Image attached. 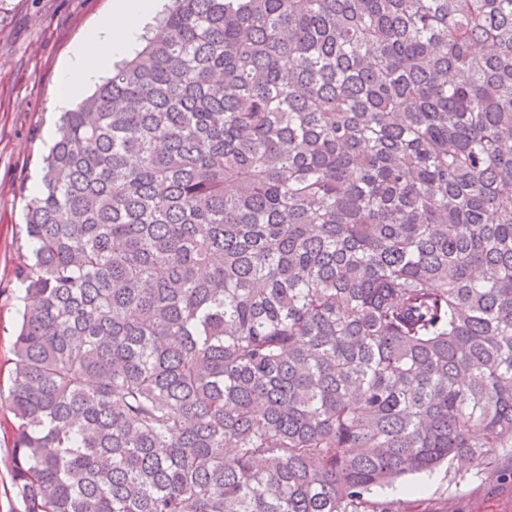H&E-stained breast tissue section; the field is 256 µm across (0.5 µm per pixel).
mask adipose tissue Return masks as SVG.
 <instances>
[{
	"label": "adipose tissue",
	"instance_id": "1",
	"mask_svg": "<svg viewBox=\"0 0 512 512\" xmlns=\"http://www.w3.org/2000/svg\"><path fill=\"white\" fill-rule=\"evenodd\" d=\"M158 6L159 0H113L109 15L88 31L58 73L49 103L51 112L67 111L103 71L111 68L114 60L126 55L137 44L145 22Z\"/></svg>",
	"mask_w": 512,
	"mask_h": 512
}]
</instances>
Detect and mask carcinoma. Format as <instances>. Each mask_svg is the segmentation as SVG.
Returning <instances> with one entry per match:
<instances>
[{"label": "carcinoma", "mask_w": 512, "mask_h": 512, "mask_svg": "<svg viewBox=\"0 0 512 512\" xmlns=\"http://www.w3.org/2000/svg\"><path fill=\"white\" fill-rule=\"evenodd\" d=\"M141 39L27 203L25 512H361L512 448V0H169Z\"/></svg>", "instance_id": "obj_1"}]
</instances>
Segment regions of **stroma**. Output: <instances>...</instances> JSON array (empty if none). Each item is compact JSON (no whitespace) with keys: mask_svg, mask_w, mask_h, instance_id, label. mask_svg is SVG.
<instances>
[{"mask_svg":"<svg viewBox=\"0 0 512 512\" xmlns=\"http://www.w3.org/2000/svg\"><path fill=\"white\" fill-rule=\"evenodd\" d=\"M111 0H0V512H24L11 477L12 418L4 398L17 325L13 273L28 247L21 233L42 159L59 68ZM495 466L463 471L440 466L373 488L363 512H512V450L496 449Z\"/></svg>","mask_w":512,"mask_h":512,"instance_id":"35a3bbf8","label":"stroma"}]
</instances>
